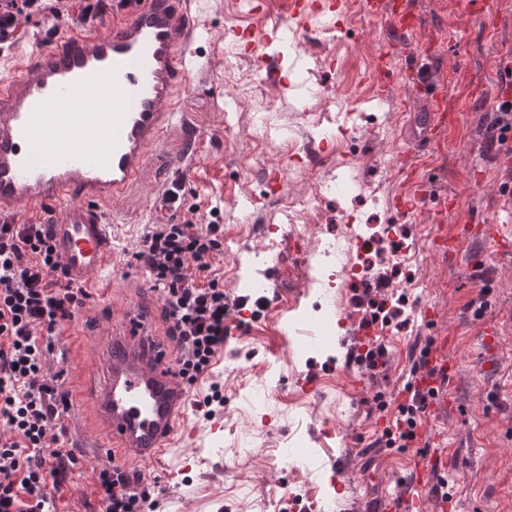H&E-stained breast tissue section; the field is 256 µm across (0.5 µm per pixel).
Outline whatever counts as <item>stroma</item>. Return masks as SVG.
Segmentation results:
<instances>
[{"mask_svg": "<svg viewBox=\"0 0 512 512\" xmlns=\"http://www.w3.org/2000/svg\"><path fill=\"white\" fill-rule=\"evenodd\" d=\"M420 28L413 40L434 39L443 58L442 89L458 115L441 152L422 156L419 142L432 110L426 96L395 79L386 100L372 97L375 59L388 49L383 24L360 0H339L344 25L305 32L284 19V0H267L268 24L280 25L269 49L290 66L298 53L325 52L332 67L305 75L304 94L272 88L223 31L249 23L248 0H193L204 28L196 85L179 95L178 119L130 185L108 228L115 268L105 296L88 299L70 324L68 344L47 354L48 374L65 390L83 380L103 384L90 360L102 331L128 310L139 311L153 341L171 344L160 293L130 254L155 220L154 194L183 177L191 194L224 211V253L216 261L230 299L224 355L192 386L203 399L221 384L224 407L214 419L189 410L188 433L170 452L155 482L157 512H395L411 490L413 453L438 454L429 493L450 495L459 512H512V331L498 347L483 328L512 317V256L495 258L481 274L472 257L484 246L479 224L512 232V209L500 201L512 184V160L482 146L498 101L512 97V0H484L482 13L462 17L457 0H415ZM349 120H342V113ZM323 137L334 150L307 156ZM207 163L194 165L193 155ZM418 168L432 201L455 198L442 223L429 212L397 213L392 200L405 166ZM283 188L271 193L269 170ZM343 181L346 196L330 191ZM466 228L448 259L431 243L442 226ZM396 230L363 278L355 233ZM339 259L324 282L316 263L327 245ZM387 288H377L379 278ZM487 288L482 316L470 299ZM393 313L379 326L383 366L369 369L359 329L375 301ZM439 333L455 336L454 403L434 427L443 444L419 438L413 448L383 446L397 415L398 393L413 377L418 347ZM94 463L79 460L53 491L52 512H95Z\"/></svg>", "mask_w": 512, "mask_h": 512, "instance_id": "35a3bbf8", "label": "stroma"}]
</instances>
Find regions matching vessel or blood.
<instances>
[{
  "label": "vessel or blood",
  "mask_w": 512,
  "mask_h": 512,
  "mask_svg": "<svg viewBox=\"0 0 512 512\" xmlns=\"http://www.w3.org/2000/svg\"><path fill=\"white\" fill-rule=\"evenodd\" d=\"M362 4L400 40L419 26L413 0ZM286 7L306 31L337 10L335 0H288ZM200 35L191 0H112L104 17L44 31L28 45L18 33H0V221L46 225L72 283L106 293L100 279L112 264L106 209L117 206L174 124L177 99L192 84ZM233 35L250 46L265 80L287 86V74L270 68L273 32L245 27ZM419 54L406 48L399 66L393 53H381L374 97L386 99L395 73L415 76V88L431 90L427 138L440 149L457 116L429 73L418 69ZM478 231L488 248L474 267L512 246L494 225ZM448 343V337L435 338L430 361L436 372L420 378V393L453 377L455 366L444 356ZM97 363L107 381L97 389L82 387L80 399L96 408L108 431L106 441L86 440L89 457L121 468L135 461L151 475L179 444L189 390L175 374L172 355L150 347L132 312L121 334L107 335ZM436 464L434 456L416 457L414 490L403 496L401 512H421L419 492Z\"/></svg>",
  "instance_id": "b4317fda"
}]
</instances>
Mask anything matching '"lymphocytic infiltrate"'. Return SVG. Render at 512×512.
<instances>
[{
	"mask_svg": "<svg viewBox=\"0 0 512 512\" xmlns=\"http://www.w3.org/2000/svg\"><path fill=\"white\" fill-rule=\"evenodd\" d=\"M55 20L85 19L76 0H0V27L26 23L37 14ZM158 217L146 225L133 253L137 266L159 290L167 334L179 373L188 383L212 370L224 352L230 305L213 271L224 252V214L219 206L186 204L184 182L162 185ZM42 224L0 222V512H46L49 486H61L78 457L62 422L69 402L60 375H47L44 359L63 325L88 298L66 282L46 242ZM385 444L407 448L417 439V415L428 398L403 387ZM154 488L136 469L100 470L95 495L103 512H154Z\"/></svg>",
	"mask_w": 512,
	"mask_h": 512,
	"instance_id": "1",
	"label": "lymphocytic infiltrate"
}]
</instances>
